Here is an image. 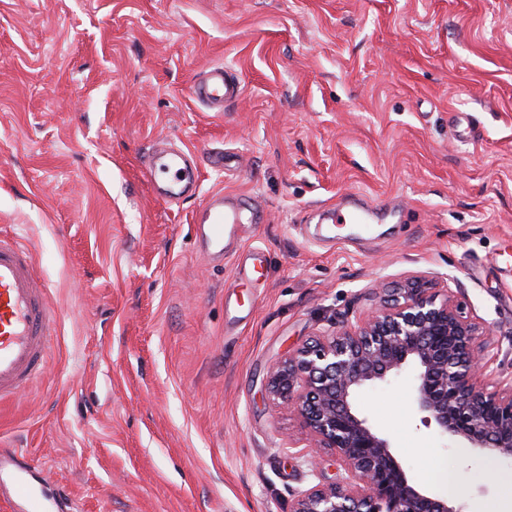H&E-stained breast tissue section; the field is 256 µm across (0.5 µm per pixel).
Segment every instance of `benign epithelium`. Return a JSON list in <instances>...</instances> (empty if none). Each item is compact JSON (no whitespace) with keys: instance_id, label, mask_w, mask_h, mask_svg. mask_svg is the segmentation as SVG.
Segmentation results:
<instances>
[{"instance_id":"benign-epithelium-1","label":"benign epithelium","mask_w":512,"mask_h":512,"mask_svg":"<svg viewBox=\"0 0 512 512\" xmlns=\"http://www.w3.org/2000/svg\"><path fill=\"white\" fill-rule=\"evenodd\" d=\"M481 335L460 305L415 278L359 320L279 361L265 393L293 408L312 471L325 449L343 470L341 479L297 495L292 512H458L413 482L354 397L408 371L423 424L492 458L512 459V382L488 378L490 343Z\"/></svg>"}]
</instances>
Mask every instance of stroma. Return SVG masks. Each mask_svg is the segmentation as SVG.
Listing matches in <instances>:
<instances>
[{
    "label": "stroma",
    "mask_w": 512,
    "mask_h": 512,
    "mask_svg": "<svg viewBox=\"0 0 512 512\" xmlns=\"http://www.w3.org/2000/svg\"><path fill=\"white\" fill-rule=\"evenodd\" d=\"M217 65L241 86L220 111L191 94ZM172 144L201 172L176 204L142 173ZM216 191L261 210L220 262L193 232ZM351 194L394 217L314 222ZM0 235L60 315L44 375L0 401L44 493L290 512L316 479L266 377L384 289L446 290L512 378V0H0ZM356 405L416 482L498 512L512 460L423 425L410 373Z\"/></svg>",
    "instance_id": "obj_1"
}]
</instances>
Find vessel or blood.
Instances as JSON below:
<instances>
[{
	"mask_svg": "<svg viewBox=\"0 0 512 512\" xmlns=\"http://www.w3.org/2000/svg\"><path fill=\"white\" fill-rule=\"evenodd\" d=\"M239 86L223 67H213L194 86V96L213 108L236 98ZM174 172L179 192L199 187V170L174 148L156 150L144 164V175L155 180L160 170ZM255 207L221 192L208 195L195 218V237L209 259L220 260L238 229L249 224ZM58 321L47 299V288L37 275L28 249L0 239V399L15 396L37 380L47 361L49 342ZM37 473L19 459L18 451L0 449V499L12 512H50L49 503L35 489Z\"/></svg>",
	"mask_w": 512,
	"mask_h": 512,
	"instance_id": "b4317fda",
	"label": "vessel or blood"
}]
</instances>
